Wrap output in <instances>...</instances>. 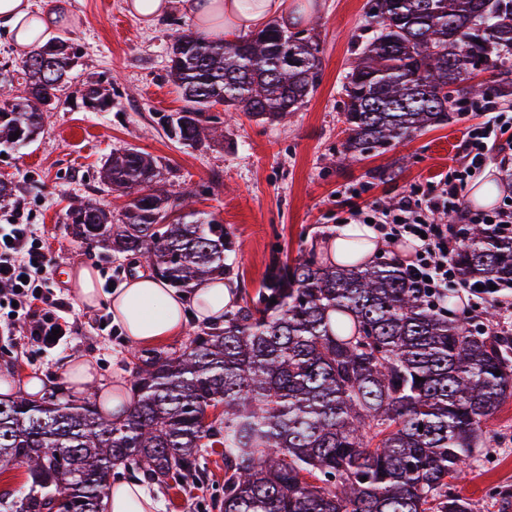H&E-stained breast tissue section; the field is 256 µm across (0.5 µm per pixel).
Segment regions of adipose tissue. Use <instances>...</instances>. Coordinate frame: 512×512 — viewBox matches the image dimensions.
<instances>
[{
    "label": "adipose tissue",
    "instance_id": "1",
    "mask_svg": "<svg viewBox=\"0 0 512 512\" xmlns=\"http://www.w3.org/2000/svg\"><path fill=\"white\" fill-rule=\"evenodd\" d=\"M180 5L197 18L201 28H208L214 19L221 18L234 31L250 30L284 9L283 0H181ZM64 19L61 0H49L38 9L31 0H0V23L7 26L15 49L22 52L43 44ZM382 247L370 225L346 224L329 240L327 250L330 260L337 264L354 260L368 264ZM75 294L87 306L105 305L113 322L120 324L132 339L143 343L181 334L192 316L219 318L240 300L235 283L229 281L204 282L189 296L144 275L134 278L126 287L106 293L99 288L96 274L86 268L76 274ZM106 503L108 512L157 509L148 490L133 481L114 483Z\"/></svg>",
    "mask_w": 512,
    "mask_h": 512
}]
</instances>
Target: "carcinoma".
I'll return each instance as SVG.
<instances>
[{
  "mask_svg": "<svg viewBox=\"0 0 512 512\" xmlns=\"http://www.w3.org/2000/svg\"><path fill=\"white\" fill-rule=\"evenodd\" d=\"M367 16L342 83L344 157L445 126L468 98L512 93V0H374ZM320 54L306 30L277 22L234 40L177 35L167 76L184 105L166 118L167 137L202 146L217 104L286 120L315 92ZM77 66L61 37L22 60L25 95L0 103V147L38 138ZM484 72L495 84L470 83ZM80 99L112 109L97 81ZM101 174L129 202L118 219L98 203L70 206L66 221L83 239L148 261L182 292L234 271L229 229L190 208L189 193L159 186L155 158L127 149ZM456 262L465 279L512 280V241L473 224ZM131 380L133 402L117 414L98 392L75 400L61 384L38 400L0 394V471L24 464L27 474L4 512H52L59 494L71 512H106L117 470L180 488L217 445L221 512H473L452 483L480 459L486 422L512 399V336L454 314L446 293L429 301L391 260L339 267L311 247L291 264L272 259L224 324L165 355L141 353Z\"/></svg>",
  "mask_w": 512,
  "mask_h": 512,
  "instance_id": "1",
  "label": "carcinoma"
}]
</instances>
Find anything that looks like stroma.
Masks as SVG:
<instances>
[{
	"label": "stroma",
	"mask_w": 512,
	"mask_h": 512,
	"mask_svg": "<svg viewBox=\"0 0 512 512\" xmlns=\"http://www.w3.org/2000/svg\"><path fill=\"white\" fill-rule=\"evenodd\" d=\"M66 20L55 29L79 57L61 103L36 141L0 153V179L11 181L13 201L26 223L44 231L58 262L97 272L100 282L123 285L140 261L114 258L105 246L77 236L66 222L72 202H101L120 214L127 202L100 180L112 153L135 148L157 158L167 183L193 195L195 209L219 216L240 246L232 276L239 289L255 294L272 257L297 259L308 247L324 250L336 218L372 203L389 205L410 190L425 191L457 167L466 130L483 125L488 113L457 106L447 126L423 132L386 151L360 159L342 158L340 85L364 32L372 0H285L288 27L311 29L321 46L319 86L287 125L269 126L242 114L210 108L220 131L207 146L192 149L169 140L164 116L177 112L181 98L166 76L167 51L179 33L196 30L193 15L172 9L150 28L128 13L125 0H64ZM112 94V109L94 112L80 103L85 81ZM78 325L68 349L46 356L0 334V380L22 390L33 378L61 383L71 362L89 361L94 386L112 389L115 377L129 378L131 351L145 346L122 326L93 329L106 306L75 303ZM483 453L494 467L478 465L456 486L473 512H498V494L512 492V400L489 424ZM203 483L185 488L150 485L158 512H218L224 497V458L206 450Z\"/></svg>",
	"instance_id": "stroma-1"
}]
</instances>
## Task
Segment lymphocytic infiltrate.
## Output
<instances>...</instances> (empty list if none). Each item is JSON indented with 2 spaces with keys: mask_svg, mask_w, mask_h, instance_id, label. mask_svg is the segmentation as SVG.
<instances>
[{
  "mask_svg": "<svg viewBox=\"0 0 512 512\" xmlns=\"http://www.w3.org/2000/svg\"><path fill=\"white\" fill-rule=\"evenodd\" d=\"M495 136L491 125L469 131L470 158L453 178L440 181L433 193H413L390 207L372 205L348 213L347 223L372 221L384 240L410 245L412 254L404 270L427 298H436L458 278V240L448 224L435 221V214H447L450 222L459 224H481L492 236L512 239V205L484 211L467 202L468 181L485 166V147ZM55 276V261L36 225L23 223L18 213L0 223V300L12 304L8 323L22 325L24 343L37 346L47 356L68 346L75 325L74 306L57 287Z\"/></svg>",
  "mask_w": 512,
  "mask_h": 512,
  "instance_id": "1",
  "label": "lymphocytic infiltrate"
}]
</instances>
